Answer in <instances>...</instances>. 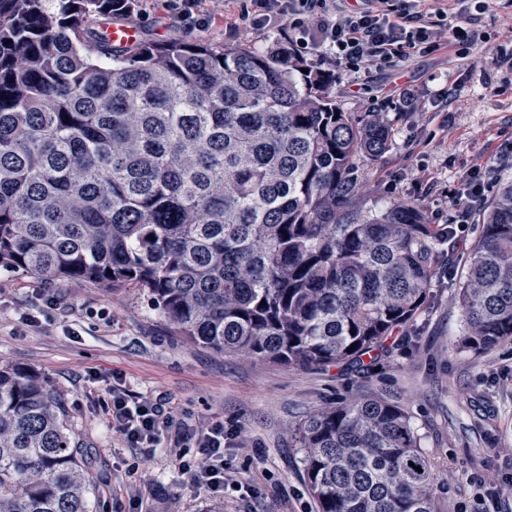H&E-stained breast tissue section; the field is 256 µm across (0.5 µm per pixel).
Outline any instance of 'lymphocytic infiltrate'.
<instances>
[{
	"mask_svg": "<svg viewBox=\"0 0 512 512\" xmlns=\"http://www.w3.org/2000/svg\"><path fill=\"white\" fill-rule=\"evenodd\" d=\"M448 0H364L349 8L340 0H224V16L246 28L287 27L285 45L294 51L328 53L354 69L379 68L413 55L431 54L443 43L455 44L465 55L478 38L477 31L448 24ZM490 168H475L449 196L452 221L462 225L473 218V202L482 199ZM107 423L140 459H152L160 445L181 462L194 485L221 497L233 479L226 449L230 437L222 422L194 425L174 419L160 399L131 396L125 388L109 386ZM195 449L186 460L187 449Z\"/></svg>",
	"mask_w": 512,
	"mask_h": 512,
	"instance_id": "f902f5d3",
	"label": "lymphocytic infiltrate"
}]
</instances>
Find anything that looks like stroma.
<instances>
[{
	"label": "stroma",
	"mask_w": 512,
	"mask_h": 512,
	"mask_svg": "<svg viewBox=\"0 0 512 512\" xmlns=\"http://www.w3.org/2000/svg\"><path fill=\"white\" fill-rule=\"evenodd\" d=\"M459 25L478 30L467 59L453 51L417 55L353 74L330 56H307L331 77L337 105L374 111L391 128L379 158L357 157L353 175L367 205L419 202L429 223L452 216L446 198L476 164L512 178V68L499 56L512 30V0H467ZM142 37L199 39L264 50L277 30L227 29L223 18L189 26L142 0L127 18ZM56 295L46 307L45 295ZM461 313L448 277L410 328L393 334L377 366H284L220 353L174 335L134 288L104 289L0 269V364L35 371L64 399L68 432L91 479L93 512H128L131 489L148 491L145 512H316L291 428L313 410L351 395H374L410 414L438 479L439 512H512V344L460 350ZM165 398L175 417L223 421L237 487L223 498L188 486L179 462L158 451L139 463L107 426L106 387Z\"/></svg>",
	"instance_id": "obj_1"
}]
</instances>
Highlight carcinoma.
I'll return each mask as SVG.
<instances>
[{
    "label": "carcinoma",
    "instance_id": "carcinoma-1",
    "mask_svg": "<svg viewBox=\"0 0 512 512\" xmlns=\"http://www.w3.org/2000/svg\"><path fill=\"white\" fill-rule=\"evenodd\" d=\"M124 0H0V268L133 286L177 336L288 366L361 368L431 301L450 231L361 208L352 161L387 150L327 74L281 49L140 38ZM455 288L460 347L512 343V180ZM63 400L0 364V512H89ZM318 512H438L405 408L352 395L293 428ZM421 471H416L415 467Z\"/></svg>",
    "mask_w": 512,
    "mask_h": 512
}]
</instances>
